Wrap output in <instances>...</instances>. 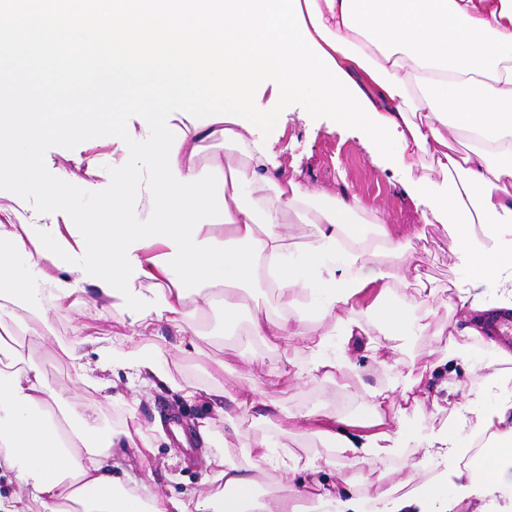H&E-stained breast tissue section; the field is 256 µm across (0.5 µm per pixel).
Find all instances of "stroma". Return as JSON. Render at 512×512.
Masks as SVG:
<instances>
[{
    "label": "stroma",
    "mask_w": 512,
    "mask_h": 512,
    "mask_svg": "<svg viewBox=\"0 0 512 512\" xmlns=\"http://www.w3.org/2000/svg\"><path fill=\"white\" fill-rule=\"evenodd\" d=\"M280 119L285 133L279 145L285 150L286 163L296 168L298 181L317 185L336 196L353 194L365 203L380 205L402 245L419 259L425 276L443 290L461 280L462 269L450 249L449 232L438 224L424 225L420 207L402 192L406 172L383 158L365 133L328 118H311L299 105L284 109ZM50 326L59 343L57 349L48 350L21 338L0 356L10 368L28 362L39 365L48 386L58 391L70 388L72 378L62 346L75 337L85 336L103 348L111 346L115 337L129 333L122 324L100 317L92 309L80 317L56 313L50 318ZM223 326V313L213 309L208 321L210 338L200 340L160 330L155 341L162 350V365L183 383L203 385L216 377L226 386L242 389L248 388L253 380L265 377L276 366L284 370L285 377L271 388L270 394L284 408L302 410L320 405L330 396L339 412L367 413V403L358 389L363 384H376L382 375L365 357L363 348L353 350L359 364V378L339 375L319 384L306 383L290 374L292 361L301 358L300 351H287L255 336H227ZM236 349L251 352L253 363L218 370V362ZM133 413L148 425L157 419L164 422L162 430L154 434L153 455L147 456L142 465L148 488L163 494H205L209 486L196 450L178 443L168 424L169 419L175 418L184 429H191L202 415V408L186 402L168 388L157 387L142 396Z\"/></svg>",
    "instance_id": "1"
}]
</instances>
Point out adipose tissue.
I'll list each match as a JSON object with an SVG mask.
<instances>
[{
	"instance_id": "obj_1",
	"label": "adipose tissue",
	"mask_w": 512,
	"mask_h": 512,
	"mask_svg": "<svg viewBox=\"0 0 512 512\" xmlns=\"http://www.w3.org/2000/svg\"><path fill=\"white\" fill-rule=\"evenodd\" d=\"M306 25L337 65L350 76L379 115L394 120L407 147L403 163L412 179L428 177L442 183L439 165L451 157L460 166L493 183L491 202L512 210V0H300ZM186 137L176 162L182 177L202 167H220L226 180L224 197L229 223L204 225L200 238L218 241L253 235L263 246L257 277L262 287L279 295L273 313L255 314L247 325L257 336L304 352L295 378L324 381L335 374L354 375V342L363 343L372 365L387 379L366 387L370 406L352 419L321 406L290 411L270 398L267 383L248 389L220 384H180L160 364L155 343L116 344L90 349V340L76 337L65 351L74 386L92 384L111 397L112 375L122 370L145 388L167 386L184 398L204 401L207 413L192 431L194 446L208 470L209 490L202 497L151 493L135 472L152 450L147 428L132 420L130 428L106 432L94 422V411L68 401L52 390L42 369L28 364L12 374H0V471L15 475L16 488L0 500V512H297L300 501L313 512H362L364 502H382L387 512H450L467 505L471 512H512V374L503 363L512 360L493 314L473 306L468 293L437 297L423 279L412 254L403 249L391 224L376 205L358 196L341 200L272 166L253 144L242 125L229 122L194 126L178 119ZM468 133L471 146L458 152L453 142ZM375 228L366 236L362 225ZM298 239L299 261L288 258V242ZM25 249L37 269L61 280V287L41 284L39 296L46 313L83 314L95 309L114 315L119 297L100 286L77 281L74 272ZM158 242L134 250L144 271L134 287L146 292L160 285L170 306L163 314L140 321L121 315L123 324L147 329L164 323L177 335H205L207 308L222 305L224 330H238L246 297L242 289L221 286L182 298L169 275L153 262L168 253ZM76 284L66 295L62 286ZM466 311L464 321L432 325L440 307ZM432 336L424 364L402 360L417 337ZM26 336L47 347L52 338L45 325H32L13 303L0 300V347ZM487 355L477 358L474 347ZM439 380L448 402L429 398L423 379ZM479 382L486 399L469 401L472 382ZM431 404L447 413L443 426L418 432L409 411ZM255 414L261 434L248 437L237 417ZM223 416V432L215 416ZM294 432L319 441L346 462L339 482L327 485L330 461L300 457L288 446H276L275 436ZM222 440L224 453L212 452ZM422 456L410 458L406 472H386L388 459L410 442ZM247 446L249 462L228 460L229 449ZM441 458L445 470L416 492L407 486L424 470L430 457ZM281 476L275 494L261 491L259 474ZM452 499L442 496L444 485Z\"/></svg>"
}]
</instances>
